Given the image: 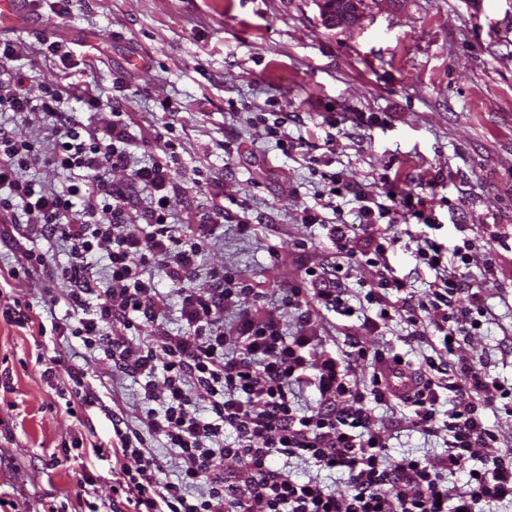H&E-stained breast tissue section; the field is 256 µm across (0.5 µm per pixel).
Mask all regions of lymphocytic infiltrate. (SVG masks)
Masks as SVG:
<instances>
[{
  "label": "lymphocytic infiltrate",
  "instance_id": "f902f5d3",
  "mask_svg": "<svg viewBox=\"0 0 512 512\" xmlns=\"http://www.w3.org/2000/svg\"><path fill=\"white\" fill-rule=\"evenodd\" d=\"M71 95L87 111L101 113L100 126L61 111ZM0 112L54 120L47 149L0 130V241L39 235L70 242L73 249L72 262L61 269L50 268L46 253L25 250L19 266L0 270V281L19 288L37 271L66 280L73 315L53 324L54 336L102 349L113 371L139 383L144 408L132 425L113 412L108 450L118 465L113 490L131 512H494L498 504L512 502V451L495 452L499 435L484 417L488 409L512 417V387L485 363L447 361L486 314L483 286L467 285L463 274L477 256L471 241L463 240L452 249L455 268L448 271L441 245L425 241L415 258L438 276L427 294L406 292L404 280L389 269L388 253L398 238L388 219L396 207L418 220L425 210L411 191H396L394 178L383 177L382 197L356 195L367 232L363 242L354 241L343 220L328 224L336 268L305 267L303 287L284 289L297 324L290 336L264 289L220 268L197 284V259L213 225L223 223L230 209L218 188L210 209L185 229L170 224L167 203L181 190L174 143L148 164L131 166L132 117L107 105L90 83L35 95L16 75L0 84ZM34 166L65 172L67 178L60 188L45 190L22 177ZM136 183L156 195L147 211L131 207L129 187ZM99 254L107 260L110 283L100 296L93 286ZM351 263L373 269L368 300L380 313L407 318L414 341L429 345L437 335L445 340L414 365L418 388L411 395L397 397L383 382L380 368L397 361V352L358 349V358L370 360L373 368L364 383L315 334L320 312L347 315L350 304L340 277L342 266ZM160 278L182 299L188 325L183 333L163 326L167 302L156 284ZM462 291L469 304L454 307L452 299ZM452 373L465 398L445 421L438 407ZM195 387L205 395L206 412L198 410ZM303 387L315 388L319 399L300 412L294 396ZM369 401L399 402L407 410L404 424L424 435L449 433L446 449L389 463L386 426L366 414ZM156 440L174 455L175 480L162 476L152 447ZM291 459L317 473L341 470L345 490H329L317 473L294 478L286 466ZM472 461L479 464L477 472L464 485L450 484Z\"/></svg>",
  "mask_w": 512,
  "mask_h": 512
}]
</instances>
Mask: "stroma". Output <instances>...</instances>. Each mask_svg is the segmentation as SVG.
<instances>
[{"label": "stroma", "instance_id": "obj_1", "mask_svg": "<svg viewBox=\"0 0 512 512\" xmlns=\"http://www.w3.org/2000/svg\"><path fill=\"white\" fill-rule=\"evenodd\" d=\"M364 11L362 25L348 30L326 28L315 0H75L66 13L51 0H30L28 19L1 27L0 38L17 45L8 69L36 91L92 81L108 96L114 77L128 72L122 108L141 142L133 165L164 148L152 136L161 127L160 101L180 104L182 191L169 221L184 225L208 208L210 194L195 184L193 169H209L225 194L245 201L252 228L218 225L199 270L224 267L259 284L271 302H279L280 289L300 284L303 264L334 263L324 229L332 212L321 210L319 225L300 220L329 190L312 173V155L359 190L380 194L378 175L387 170L424 198L434 224H417L400 210L392 215L400 243L390 263L414 294H426L435 274L414 273L411 233L448 249L497 234L496 274L479 260L468 272L485 287L488 314L459 353L488 362L511 385L512 0H365ZM53 34L99 50L101 65L89 73L45 59L41 39ZM258 112L287 113L292 150L262 137L250 122ZM359 112L377 123L356 122ZM301 137L309 149L296 148ZM228 139L236 153L225 154ZM371 278L369 268L349 267L344 286L355 313L323 312L324 344L342 356L354 345L384 347L420 362L428 348L409 341L411 327L401 318L363 330L364 316L376 313L365 299ZM68 288L36 273L23 287L1 290L0 301L32 305L48 326L69 318ZM51 365L63 382L75 368L91 384L112 383L104 408H66L43 377ZM115 398L134 417L139 387L113 374L103 352H88L76 339L38 345L28 330L0 318V512L69 504L86 475L94 486L82 512H100L109 502L128 512L113 500L112 458L93 452L112 435L106 406ZM367 412L388 426L391 460L445 448L443 438L402 429V407L371 402Z\"/></svg>", "mask_w": 512, "mask_h": 512}]
</instances>
